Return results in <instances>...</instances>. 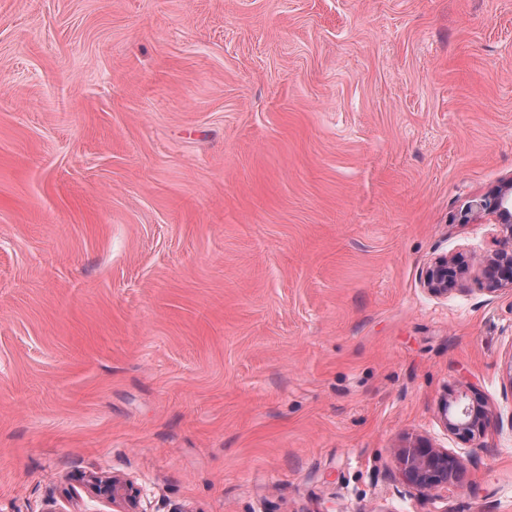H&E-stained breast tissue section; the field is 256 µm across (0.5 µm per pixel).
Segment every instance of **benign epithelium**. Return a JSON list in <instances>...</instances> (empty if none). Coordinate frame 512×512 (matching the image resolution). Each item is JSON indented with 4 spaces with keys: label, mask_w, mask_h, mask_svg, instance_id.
<instances>
[{
    "label": "benign epithelium",
    "mask_w": 512,
    "mask_h": 512,
    "mask_svg": "<svg viewBox=\"0 0 512 512\" xmlns=\"http://www.w3.org/2000/svg\"><path fill=\"white\" fill-rule=\"evenodd\" d=\"M477 207L496 214L503 233V247L485 262L482 273L487 290L495 292L508 285L512 287V182L481 200ZM464 261L446 257L436 259L425 274V286L435 294H446L463 272ZM468 394L461 392L442 401L441 418L445 428L465 441H473L484 431L487 412L476 399L465 402ZM401 473L407 484L440 497L442 490L458 486L465 472L463 457L432 446L426 439L404 448L399 453ZM96 495L121 507V512H147L140 498V491L127 479H93Z\"/></svg>",
    "instance_id": "1"
}]
</instances>
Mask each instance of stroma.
<instances>
[{
	"label": "stroma",
	"mask_w": 512,
	"mask_h": 512,
	"mask_svg": "<svg viewBox=\"0 0 512 512\" xmlns=\"http://www.w3.org/2000/svg\"><path fill=\"white\" fill-rule=\"evenodd\" d=\"M511 181L512 0H0V512H512ZM477 207L495 213L503 233V247L486 260L482 269L485 289L495 292L506 285L512 288V182L481 200ZM464 260H448V257L437 258L425 274V286L435 294H447L453 289L458 275L463 272ZM466 392L451 395L443 400L440 406L441 418L445 428L452 434L465 441H474L484 431L487 412L482 403L477 399H471L469 403ZM399 463L406 483L433 498L448 487L459 486L465 472L463 457L434 448L422 438L401 450ZM92 488L101 499L118 505L120 512H147L140 498V491L127 479L113 476L112 478L93 479Z\"/></svg>",
	"instance_id": "obj_1"
}]
</instances>
